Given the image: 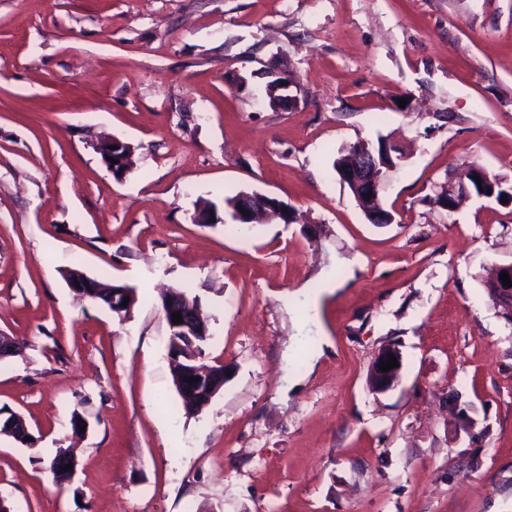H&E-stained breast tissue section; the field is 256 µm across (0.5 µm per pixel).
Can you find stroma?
I'll use <instances>...</instances> for the list:
<instances>
[{"label": "stroma", "mask_w": 512, "mask_h": 512, "mask_svg": "<svg viewBox=\"0 0 512 512\" xmlns=\"http://www.w3.org/2000/svg\"><path fill=\"white\" fill-rule=\"evenodd\" d=\"M297 105L269 106L267 68ZM134 164L115 179L95 145ZM400 143L371 224L332 167ZM512 0H0V435L10 512H512V323L484 282L512 204ZM258 191L298 221L204 226ZM135 290L126 317L65 273ZM198 298L229 372L189 414L160 293ZM398 344L401 381L368 373ZM89 423L74 434L73 413ZM73 449L56 487L49 465ZM481 167L472 166L464 169L459 175H456L450 179H448V184L444 188V191L439 193L433 200V202L448 211L455 210L458 205L475 195L478 198L485 199H494L498 202L496 198L499 200L504 196H509V193H512V186L505 185L499 178L495 175L490 174L486 169H484L489 177V185L487 189L489 191H494V194H487L485 189V174ZM476 179H480L481 185L483 187V191H480ZM496 197V198H495ZM502 202V200H501ZM388 354H394L398 367L387 372L380 370L381 361L388 362ZM402 353L397 345L389 344L384 346L373 361L369 371V381L375 392L384 393L393 389L400 381L402 371ZM5 412H0V435L7 433L21 446L35 448L37 439L32 435L25 420L19 414L14 413V417L6 423L5 430H2L4 428L3 422L5 421V418L2 419V415ZM26 437H31V440H26Z\"/></svg>", "instance_id": "stroma-1"}]
</instances>
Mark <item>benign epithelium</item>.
I'll list each match as a JSON object with an SVG mask.
<instances>
[{"label":"benign epithelium","instance_id":"7a95c632","mask_svg":"<svg viewBox=\"0 0 512 512\" xmlns=\"http://www.w3.org/2000/svg\"><path fill=\"white\" fill-rule=\"evenodd\" d=\"M279 90L282 94L279 98L269 101L275 107L286 104L292 105L299 101L298 88L294 82L281 83ZM126 148L127 154H132L129 144L118 139H113L99 146V151L104 155L108 167L113 170V176L121 180L126 172H116L118 163L110 161L117 154V149ZM404 160L400 148L392 141L382 140V147H377L367 141H361L350 147L348 157L344 164L339 166L336 174L341 183L346 185L354 196V199L372 224H391L394 218L390 212L381 205L380 193L383 181L388 172L397 168ZM485 182L483 170L477 167H468L460 174L448 179L444 191L434 198V203L449 211L455 210L458 205L475 195L479 198L493 199L495 195L480 190L478 183ZM227 213L236 224H251L253 218L264 213L277 216L283 223L295 222L294 210L289 205L280 202V199L266 193L251 192L242 195V202L228 207ZM509 274L512 278V262L496 267L492 278L487 284V290L493 299L502 307V313L512 319V286L504 285L501 273ZM130 303L123 304L124 299ZM134 294L130 286L125 284L112 285V312L120 317L126 316L132 306ZM169 336L172 343L169 348V362L175 378L176 389L181 397L191 407L199 408L208 404L221 390L227 380L226 369H211L200 365L196 368H185V361L197 362L200 345L193 341L194 333L184 322L175 324L168 322ZM393 354L399 366L384 372L380 370L381 362L388 361V355ZM402 353L397 345L384 346L373 361L369 371V381L372 389L379 393L393 389L400 381L402 367ZM198 378L191 384L189 378ZM7 433L15 442L26 448H33L37 439L32 437L25 420L19 415L9 421L0 418V435Z\"/></svg>","mask_w":512,"mask_h":512}]
</instances>
